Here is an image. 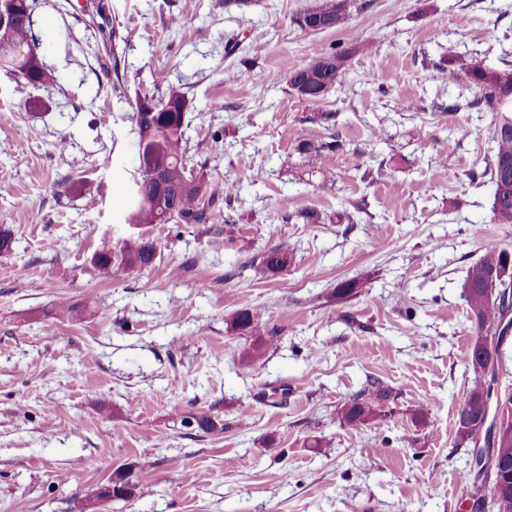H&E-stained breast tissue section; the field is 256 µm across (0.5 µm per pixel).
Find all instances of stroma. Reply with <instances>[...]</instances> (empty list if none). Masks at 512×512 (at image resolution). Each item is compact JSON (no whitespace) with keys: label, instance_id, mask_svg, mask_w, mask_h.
<instances>
[{"label":"stroma","instance_id":"stroma-1","mask_svg":"<svg viewBox=\"0 0 512 512\" xmlns=\"http://www.w3.org/2000/svg\"><path fill=\"white\" fill-rule=\"evenodd\" d=\"M97 2L34 0L52 84L0 72V512H78L119 473L142 492L105 512H470L463 285L485 244L512 248V224L491 221V114L436 75L512 63V0H349L347 24L320 32L295 19L321 0H108L112 44ZM340 50L346 75L322 99L289 88ZM171 85L196 171L241 184L212 224L240 232L218 251L211 224L150 225L155 264L100 277L92 254L137 231L131 105ZM313 128L342 147L308 166ZM344 201L363 212L337 218ZM281 246L287 271L248 267ZM63 299L83 319L59 321ZM243 309L257 361L232 326ZM372 378L396 392L390 414L341 425ZM200 411L223 431L181 426ZM233 326L237 330L247 331L250 333L251 336H256V344L254 347L251 348V350L246 352V356L254 359L261 357L262 355V329L258 322H255L253 313L248 309L240 310L234 320H233Z\"/></svg>","mask_w":512,"mask_h":512}]
</instances>
